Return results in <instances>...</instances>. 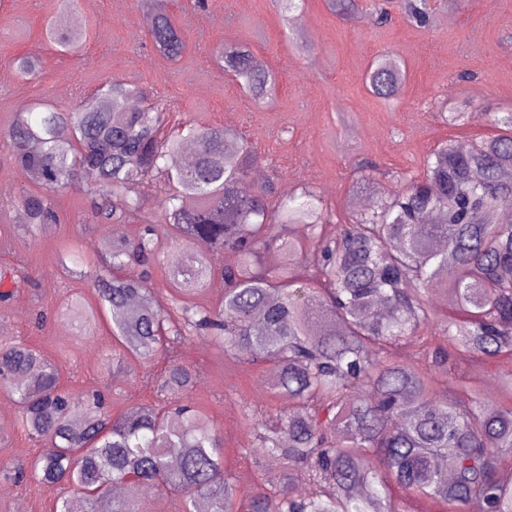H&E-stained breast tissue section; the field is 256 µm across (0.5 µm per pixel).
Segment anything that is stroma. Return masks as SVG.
Masks as SVG:
<instances>
[{
	"instance_id": "stroma-1",
	"label": "stroma",
	"mask_w": 512,
	"mask_h": 512,
	"mask_svg": "<svg viewBox=\"0 0 512 512\" xmlns=\"http://www.w3.org/2000/svg\"><path fill=\"white\" fill-rule=\"evenodd\" d=\"M391 0L392 18L384 25L364 14L340 20L326 0H305L302 11L286 20L274 0H176L174 20L186 48L175 61L148 45L143 14L135 0H87L71 21L90 28L81 54L57 51L44 38L57 14L58 0H0V271L25 277L22 288L0 303V345L24 342L59 363L63 381L75 389L108 394L113 413L158 401L157 384L168 365L164 354L146 363L131 362L125 376L111 377L104 363L114 344L106 321L90 338L61 318L57 309L71 294L93 300L90 280L71 279L59 259L80 250L88 259L105 254L111 226L94 224L86 190L87 175L54 195L60 221L36 235L20 228L16 199L28 189L27 177L10 162L7 131L15 112L42 101L60 107L76 104L105 81L147 87L171 122L192 120L202 127L239 130L260 156L246 181L274 174L283 192L305 185L321 198L329 219L352 224L361 201L373 191L359 170L375 163L386 190L418 178L432 150L443 142L473 144L490 135L480 120L452 126L440 117L443 102L461 100L495 111L512 110V0H429L431 22L418 28ZM226 42L244 43L277 84L266 103H255L213 61ZM309 45L301 54L300 45ZM388 52L401 59L406 80L399 102L390 106L366 87L374 57ZM37 53L40 76L25 80L11 62ZM178 359L197 376L192 395L224 442V466L241 494L278 492L288 467L264 460L253 417L273 416L285 406L276 396L271 366L256 365L224 350L205 336L187 338ZM50 440L29 441L18 425L17 410L0 389V467L42 454ZM60 486L31 482L23 486L0 479V512H52Z\"/></svg>"
}]
</instances>
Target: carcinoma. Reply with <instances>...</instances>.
<instances>
[{
    "label": "carcinoma",
    "mask_w": 512,
    "mask_h": 512,
    "mask_svg": "<svg viewBox=\"0 0 512 512\" xmlns=\"http://www.w3.org/2000/svg\"><path fill=\"white\" fill-rule=\"evenodd\" d=\"M77 0H61L45 28L47 42L66 54L81 51L88 32L68 21ZM172 0H137L151 45L169 60L185 50ZM343 21L363 0H328ZM428 0H408L411 20L424 26ZM217 63L258 103L276 85L254 64L250 48L224 43ZM33 53L16 57L23 79L39 73ZM406 69L389 54L371 63L370 92L397 100ZM147 98L135 84L107 80L67 110L33 103L8 132L12 163L31 183L18 205L30 227L54 224L52 192L85 172L94 220L120 224L144 210L139 187L161 173L172 187L164 214H148L138 233L114 241L92 275L96 307L67 299L62 312L88 327L103 314L119 349L116 365L173 353L187 336H207L254 364H273L275 392L288 409L254 420L268 459L307 466L316 490L240 494L224 468V442L207 416L185 400L193 372L171 361L162 382L164 407L143 404L112 415L101 392L63 385L60 366L31 345L0 348V379L33 440L54 450L33 457L14 481L59 484L53 512H134L131 498L161 488L208 512H401L404 493L465 512L479 499L485 512H512V475L499 459L512 455V111L486 114L498 133L461 151L435 149L423 175L401 190L376 189L373 208L351 225L329 224L320 197L307 187L279 191L275 178L245 194L240 182L258 163L253 146L229 127L191 122L166 129L157 107L132 109ZM424 214L436 223L421 224ZM192 247L185 266L169 274L170 303H159L148 268L168 240ZM318 266L303 264L307 249ZM232 250L236 264L221 270L224 297L195 302L215 272L212 256ZM71 276H86V258L60 260ZM443 289L463 318L437 320L426 293ZM416 338L414 362L395 359ZM455 351L482 366L493 362L503 400L487 403L468 378L467 401L445 395L428 373L431 355Z\"/></svg>",
    "instance_id": "1"
}]
</instances>
